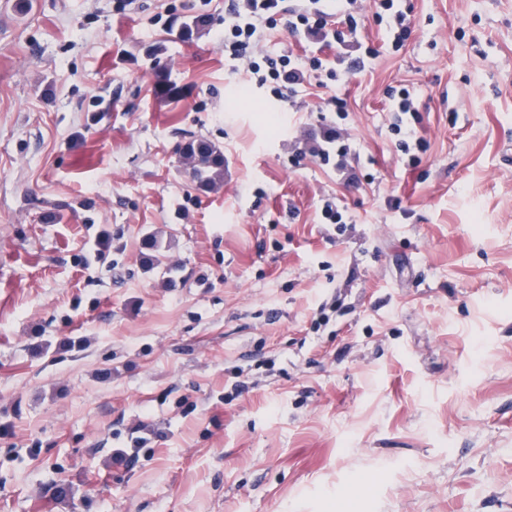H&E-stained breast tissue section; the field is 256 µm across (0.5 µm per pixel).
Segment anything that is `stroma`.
I'll use <instances>...</instances> for the list:
<instances>
[{"mask_svg": "<svg viewBox=\"0 0 512 512\" xmlns=\"http://www.w3.org/2000/svg\"><path fill=\"white\" fill-rule=\"evenodd\" d=\"M226 3L0 0V512H507L512 0H404L397 52L366 23L341 169L332 93L243 89ZM386 97L389 101L390 112H398L396 114L404 115L416 112L413 93L408 85L388 86L386 88ZM403 119L396 115V122L392 126V131L395 132L399 138L396 140V145L399 151L404 155H409L411 150L422 149L426 143L422 137L417 136L416 130L411 126L402 127ZM349 140L348 134L345 128L336 126L324 134V146H321L318 150V157L323 165H329L331 158H338L336 161V168L343 167V158L348 154L349 146L346 141ZM182 156L191 181L199 188L208 189L224 180V153L215 144L191 140L183 147Z\"/></svg>", "mask_w": 512, "mask_h": 512, "instance_id": "35a3bbf8", "label": "stroma"}]
</instances>
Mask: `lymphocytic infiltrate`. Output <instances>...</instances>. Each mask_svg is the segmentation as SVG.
<instances>
[{
    "mask_svg": "<svg viewBox=\"0 0 512 512\" xmlns=\"http://www.w3.org/2000/svg\"><path fill=\"white\" fill-rule=\"evenodd\" d=\"M335 2L337 18L347 25L343 32L330 27L321 0H230L224 11V56L240 63L249 82L259 87L270 82L293 86L311 77H323L338 85L362 74L379 55L377 48L366 46L343 68L321 55L325 43L357 38L364 6H371L373 20L391 49L401 50L412 36L411 15L401 8V0ZM277 21L283 22L288 34L302 44L301 54L259 53L265 28Z\"/></svg>",
    "mask_w": 512,
    "mask_h": 512,
    "instance_id": "f902f5d3",
    "label": "lymphocytic infiltrate"
}]
</instances>
